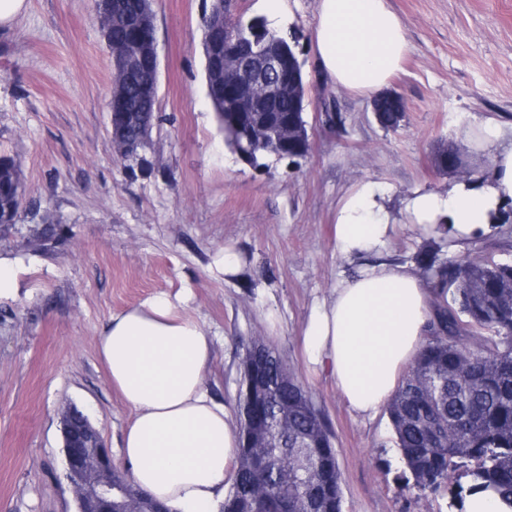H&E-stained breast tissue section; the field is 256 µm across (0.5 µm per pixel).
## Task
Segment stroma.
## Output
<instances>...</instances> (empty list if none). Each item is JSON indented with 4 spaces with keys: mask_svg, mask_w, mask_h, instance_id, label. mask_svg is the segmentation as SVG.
<instances>
[{
    "mask_svg": "<svg viewBox=\"0 0 512 512\" xmlns=\"http://www.w3.org/2000/svg\"><path fill=\"white\" fill-rule=\"evenodd\" d=\"M205 2L153 0L161 120L137 170L114 158L107 136L111 65L93 0H27L0 30V152L20 162L34 201L0 239L21 281L16 297L0 301V512H76L64 477L68 407L88 416L124 468L132 411L108 380L97 337L112 313L183 289L188 312L214 337L206 385L230 416L241 358L257 336L309 391L333 434L343 512H450L447 497L404 487L386 410L354 413L307 366L300 336L313 307L351 271L331 231L347 193L367 181L382 186L394 226L384 251L411 263L431 234L407 222V198L459 180L433 167L436 148L460 145L474 172L488 169L489 151L468 146L465 131L491 118L512 122V0H389L412 45L389 84L406 106L395 132L377 122L369 97L319 72L318 0H287L284 32L305 63L313 148L299 162L260 169L227 146L206 96ZM324 102L341 124L322 127ZM42 207L58 217L62 237L35 251L27 240ZM220 247L246 259L239 279L210 276Z\"/></svg>",
    "mask_w": 512,
    "mask_h": 512,
    "instance_id": "obj_1",
    "label": "stroma"
}]
</instances>
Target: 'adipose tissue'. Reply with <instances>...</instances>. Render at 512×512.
<instances>
[{"instance_id": "ef3b65f1", "label": "adipose tissue", "mask_w": 512, "mask_h": 512, "mask_svg": "<svg viewBox=\"0 0 512 512\" xmlns=\"http://www.w3.org/2000/svg\"><path fill=\"white\" fill-rule=\"evenodd\" d=\"M312 45L323 75L363 96L384 88L411 50L388 0H319ZM465 136L474 148L492 149L488 170L445 194L415 192L406 205L412 224L447 230L458 243L490 231L491 212L512 205V139H503L493 120ZM391 229L373 182L342 199L334 238L358 267L314 308L302 336L309 362L328 372L350 409L364 416L392 397L442 301L436 282L385 258ZM188 301V295L161 291L113 313L97 350L113 388L133 411L121 444L132 481L174 512H215L239 430L205 384L213 339L187 312Z\"/></svg>"}]
</instances>
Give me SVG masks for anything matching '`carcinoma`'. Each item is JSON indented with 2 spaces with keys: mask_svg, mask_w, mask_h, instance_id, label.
Returning <instances> with one entry per match:
<instances>
[{
  "mask_svg": "<svg viewBox=\"0 0 512 512\" xmlns=\"http://www.w3.org/2000/svg\"><path fill=\"white\" fill-rule=\"evenodd\" d=\"M140 0H114L112 41L133 36L126 24ZM265 37L288 40L263 17L242 20ZM206 93L227 145L236 149L243 133L225 113L239 105L224 85L206 79ZM128 113L156 110L138 83L124 85ZM299 107L284 96L270 108L283 119ZM26 186L20 162L0 154V224H14ZM433 241L417 256L422 274L443 288L444 304L434 308L428 336L408 367L386 410L394 442L409 474L406 482L422 492L446 494L458 509L465 493L488 489L512 512V263L496 262L466 249L440 257ZM267 367L273 386L256 398L250 421L267 410H288L279 440L283 447L264 455L246 447L250 427H240L232 484L224 512H343L342 476L333 435L311 396L272 347Z\"/></svg>",
  "mask_w": 512,
  "mask_h": 512,
  "instance_id": "obj_1",
  "label": "carcinoma"
}]
</instances>
